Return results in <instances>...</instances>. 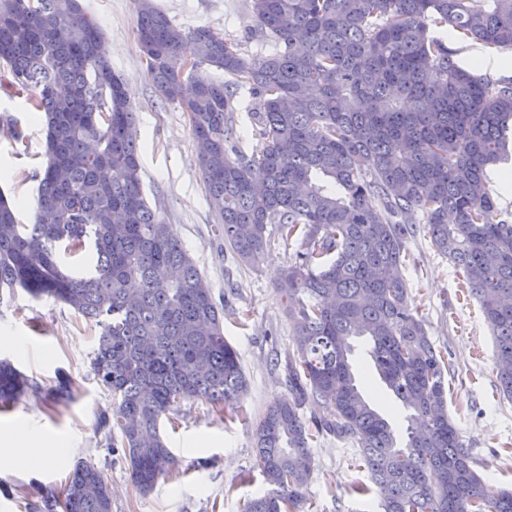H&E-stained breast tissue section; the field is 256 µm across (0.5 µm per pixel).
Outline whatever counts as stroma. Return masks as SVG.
Masks as SVG:
<instances>
[{
	"instance_id": "stroma-1",
	"label": "stroma",
	"mask_w": 512,
	"mask_h": 512,
	"mask_svg": "<svg viewBox=\"0 0 512 512\" xmlns=\"http://www.w3.org/2000/svg\"><path fill=\"white\" fill-rule=\"evenodd\" d=\"M183 28L206 25L250 57L275 49L262 34L250 0H154ZM104 31L112 69L122 75L135 110L145 194L209 282L224 306V336L236 348L250 388L238 417H225L203 399L187 400L161 430L176 469L143 492L130 480L120 454L111 453L98 419L112 397L91 370L98 329L70 307L36 300L23 290L0 298V337H15L18 353L0 344L33 388L0 413V439L18 423L35 427L57 447L42 465L22 464L0 472V512H40L44 491L62 492L74 463L94 462L112 487V512H242L265 489L256 462L253 430L269 406L287 400L284 366L293 346L292 323L276 285L294 260L296 241L275 242L256 265L244 264L224 243L200 176L196 144L185 112L162 102L148 76L136 37V0H83ZM16 115L28 139L18 150L11 134L0 136V190L21 222L34 220L35 178L44 151L42 123L25 97L0 93V111ZM404 271L410 307L450 364L448 411L468 448L473 468L494 488L512 486V402L497 390L494 344L477 301L460 287L454 267L429 238L408 245ZM71 380L73 397L54 401L58 373ZM315 467L304 488L305 512H382L376 495H358L369 484L355 464L354 445L333 435L312 444Z\"/></svg>"
}]
</instances>
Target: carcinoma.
<instances>
[{"label":"carcinoma","instance_id":"cac0c4a2","mask_svg":"<svg viewBox=\"0 0 512 512\" xmlns=\"http://www.w3.org/2000/svg\"><path fill=\"white\" fill-rule=\"evenodd\" d=\"M275 52L250 58L208 26L184 30L137 0L136 34L161 100L187 114L224 242L256 264L278 238L300 249L277 283L294 324L291 397L254 440L268 485L245 512H302L322 431L352 441L384 512H512L448 415L445 363L409 305L408 243L425 229L492 330L499 393L512 400V219L495 220L489 171L512 160V79L453 58V30L512 50V0H252ZM234 78L202 82L186 56ZM245 85L259 145H229ZM0 91L42 113L35 220L0 192V289L52 298L99 328L92 372L112 395L100 417L143 491L176 459L160 420L185 400L234 409L249 382L224 339V309L142 189L135 112L100 27L80 0H0ZM424 227H419V224ZM93 249L89 272L59 255ZM360 340L405 434L353 372ZM31 384L0 360V407ZM313 398L329 418L300 413ZM44 512H112L101 469L77 463Z\"/></svg>","mask_w":512,"mask_h":512}]
</instances>
